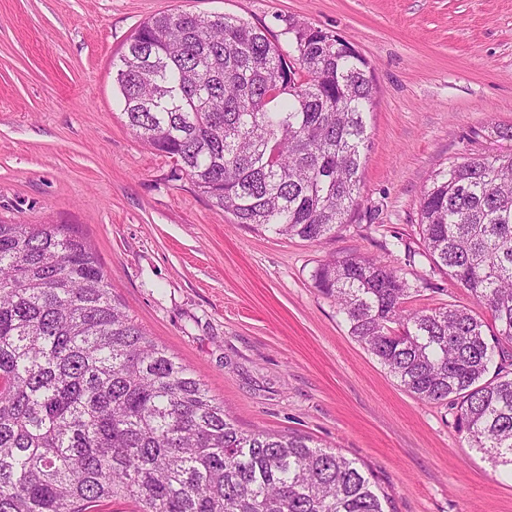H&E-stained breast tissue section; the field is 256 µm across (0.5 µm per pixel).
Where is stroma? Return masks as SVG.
I'll return each instance as SVG.
<instances>
[{"instance_id": "35a3bbf8", "label": "stroma", "mask_w": 512, "mask_h": 512, "mask_svg": "<svg viewBox=\"0 0 512 512\" xmlns=\"http://www.w3.org/2000/svg\"><path fill=\"white\" fill-rule=\"evenodd\" d=\"M230 13L287 45L297 19L352 41L378 94L361 193L319 243L236 223L126 125L112 61L144 20ZM512 0H0V222L62 224L95 249L148 336L246 431L297 432L361 464L394 512H512V472L470 448L348 331L312 279L332 257H390L412 308L477 304L428 261V174L512 153Z\"/></svg>"}]
</instances>
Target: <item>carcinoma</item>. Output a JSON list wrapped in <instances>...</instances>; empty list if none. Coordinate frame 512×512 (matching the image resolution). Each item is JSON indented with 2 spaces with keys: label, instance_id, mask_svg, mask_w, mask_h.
I'll return each mask as SVG.
<instances>
[{
  "label": "carcinoma",
  "instance_id": "1",
  "mask_svg": "<svg viewBox=\"0 0 512 512\" xmlns=\"http://www.w3.org/2000/svg\"><path fill=\"white\" fill-rule=\"evenodd\" d=\"M292 50L231 14L143 21L116 71L126 125L239 224L316 243L357 204L378 93L335 34L288 20ZM420 255L487 309L406 308L386 259L320 264L317 288L469 447L512 467V154L463 155L421 192ZM386 512L372 477L309 436L244 432L112 295L85 237L0 223V512Z\"/></svg>",
  "mask_w": 512,
  "mask_h": 512
}]
</instances>
